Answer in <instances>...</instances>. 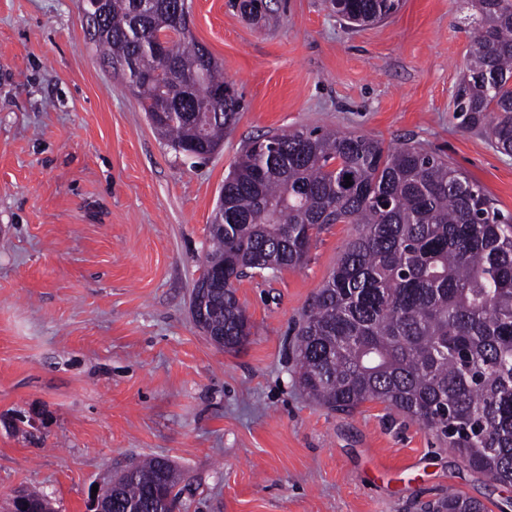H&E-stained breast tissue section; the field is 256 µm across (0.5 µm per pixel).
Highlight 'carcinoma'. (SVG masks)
<instances>
[{
	"mask_svg": "<svg viewBox=\"0 0 512 512\" xmlns=\"http://www.w3.org/2000/svg\"><path fill=\"white\" fill-rule=\"evenodd\" d=\"M177 0H106L87 25L108 67L137 94L180 154L205 156L236 121L235 95L211 53L181 30ZM399 0H348L363 25ZM473 36L455 112L512 154V0H472ZM170 31L165 54L153 39ZM351 177L346 185L344 177ZM203 268L234 282L197 294L206 326L235 349L251 335L235 282L302 266L329 224H358L297 332L298 380L321 406L349 413L380 402L420 421L469 468L512 485V216L442 157L414 145L386 148L365 135L295 130L257 138L224 179ZM166 458L131 469L103 512H158L177 500ZM432 512H487L457 492Z\"/></svg>",
	"mask_w": 512,
	"mask_h": 512,
	"instance_id": "obj_1",
	"label": "carcinoma"
}]
</instances>
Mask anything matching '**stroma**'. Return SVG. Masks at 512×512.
<instances>
[{
  "instance_id": "35a3bbf8",
  "label": "stroma",
  "mask_w": 512,
  "mask_h": 512,
  "mask_svg": "<svg viewBox=\"0 0 512 512\" xmlns=\"http://www.w3.org/2000/svg\"><path fill=\"white\" fill-rule=\"evenodd\" d=\"M194 40L240 98L205 159L173 150L92 40L79 0H0V512L16 492L92 512L146 457L182 475L175 512H422L456 491L512 512V487L378 402L317 405L295 331L354 224L307 262L249 275L239 348L193 321L208 224L231 166L267 134L334 129L441 156L512 214V155L454 100L467 0H400L350 25L327 0H189Z\"/></svg>"
}]
</instances>
